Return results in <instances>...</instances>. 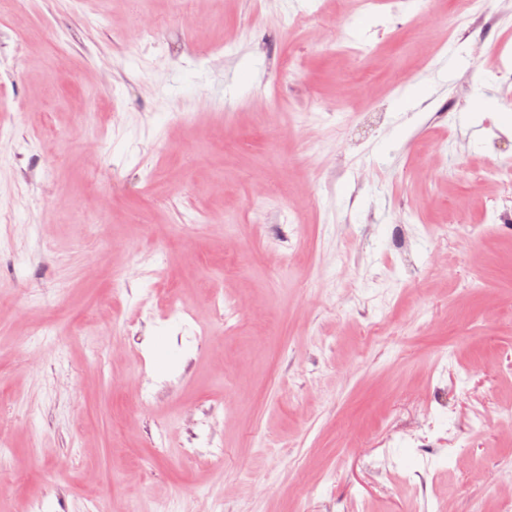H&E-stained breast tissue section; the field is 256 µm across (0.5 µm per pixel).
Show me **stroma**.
Masks as SVG:
<instances>
[{"label":"stroma","mask_w":512,"mask_h":512,"mask_svg":"<svg viewBox=\"0 0 512 512\" xmlns=\"http://www.w3.org/2000/svg\"><path fill=\"white\" fill-rule=\"evenodd\" d=\"M138 5L0 15V512H426L421 467L446 512H503L512 223L486 209L512 191L466 179L512 158V95L472 42L435 53L452 0ZM452 206L475 232L443 245ZM422 403L453 424L424 456Z\"/></svg>","instance_id":"35a3bbf8"}]
</instances>
